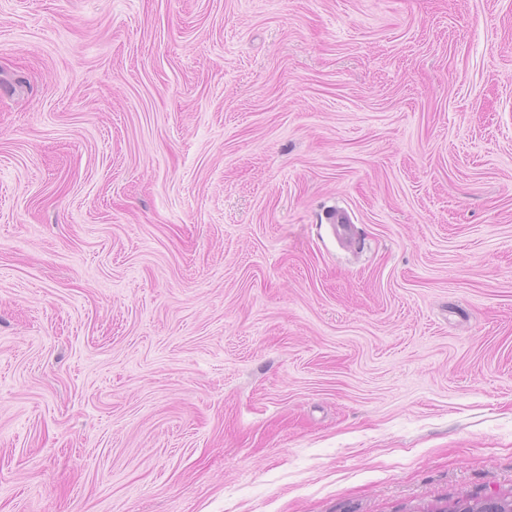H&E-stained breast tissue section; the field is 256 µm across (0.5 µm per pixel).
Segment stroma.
Listing matches in <instances>:
<instances>
[{
	"label": "stroma",
	"mask_w": 512,
	"mask_h": 512,
	"mask_svg": "<svg viewBox=\"0 0 512 512\" xmlns=\"http://www.w3.org/2000/svg\"><path fill=\"white\" fill-rule=\"evenodd\" d=\"M497 494L512 0H0V512Z\"/></svg>",
	"instance_id": "1"
}]
</instances>
